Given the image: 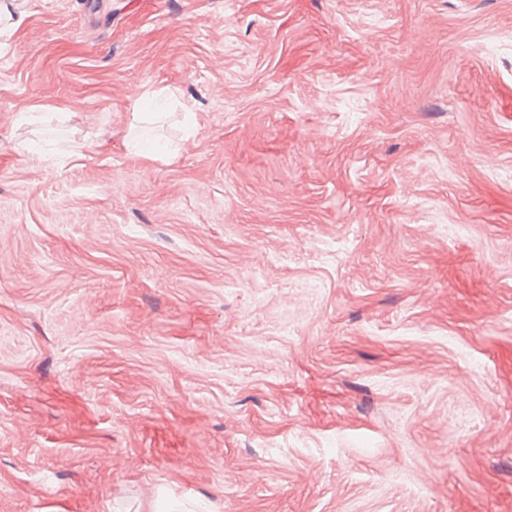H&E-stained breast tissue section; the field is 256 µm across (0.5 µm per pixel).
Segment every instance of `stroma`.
Listing matches in <instances>:
<instances>
[{"mask_svg": "<svg viewBox=\"0 0 512 512\" xmlns=\"http://www.w3.org/2000/svg\"><path fill=\"white\" fill-rule=\"evenodd\" d=\"M18 3L0 512H512V0Z\"/></svg>", "mask_w": 512, "mask_h": 512, "instance_id": "35a3bbf8", "label": "stroma"}]
</instances>
